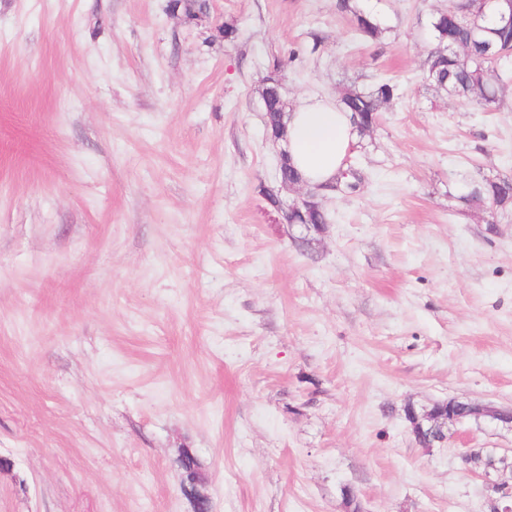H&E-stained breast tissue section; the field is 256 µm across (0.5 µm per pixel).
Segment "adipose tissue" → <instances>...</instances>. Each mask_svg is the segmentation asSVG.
I'll list each match as a JSON object with an SVG mask.
<instances>
[{
    "instance_id": "adipose-tissue-1",
    "label": "adipose tissue",
    "mask_w": 512,
    "mask_h": 512,
    "mask_svg": "<svg viewBox=\"0 0 512 512\" xmlns=\"http://www.w3.org/2000/svg\"><path fill=\"white\" fill-rule=\"evenodd\" d=\"M288 156L308 184L331 181L356 141L348 115L333 102L302 100L286 119Z\"/></svg>"
}]
</instances>
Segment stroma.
I'll list each match as a JSON object with an SVG mask.
<instances>
[{"instance_id":"1","label":"stroma","mask_w":512,"mask_h":512,"mask_svg":"<svg viewBox=\"0 0 512 512\" xmlns=\"http://www.w3.org/2000/svg\"><path fill=\"white\" fill-rule=\"evenodd\" d=\"M0 0V512H490L512 427L415 443L407 407H512V211L459 202L512 178V91L487 110L423 69L448 0ZM239 28L226 43L224 24ZM288 104L389 79L310 248L267 201ZM169 8L172 12L180 11L187 24H193L205 15L208 9L207 0H170ZM337 8L351 16L355 31L365 41L376 43L387 33V27L379 18L359 6V0H337Z\"/></svg>"}]
</instances>
